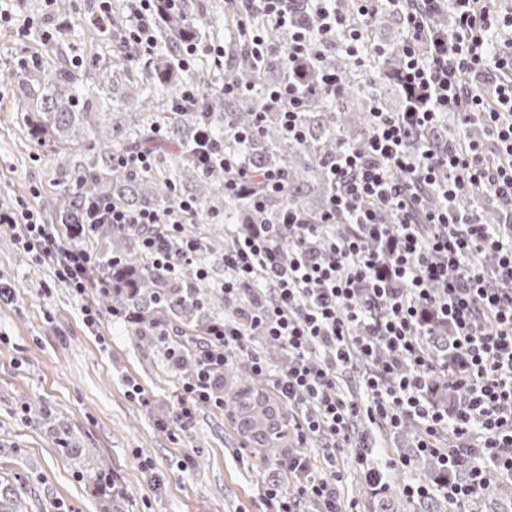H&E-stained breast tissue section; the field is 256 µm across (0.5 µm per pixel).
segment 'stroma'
<instances>
[{
    "mask_svg": "<svg viewBox=\"0 0 512 512\" xmlns=\"http://www.w3.org/2000/svg\"><path fill=\"white\" fill-rule=\"evenodd\" d=\"M68 26L55 67L118 50V39L90 23L95 0H69ZM42 0H23L14 24L0 30V210L24 204L41 223H53L64 192L55 182L59 147L32 138L19 107L16 61L43 51L35 35L16 28L40 19ZM0 226V280L16 287L0 304V479L15 482L25 512H266L264 486L281 474L282 451L262 456L239 435L230 408L196 405L180 429V377L156 347L140 342L128 324L113 320L99 289L76 298L51 265L37 262ZM100 311L96 334L82 322L83 305ZM142 399L127 391L128 381ZM48 409L42 419L39 409ZM66 430L79 457L59 450ZM371 465L411 456L409 432L369 425ZM107 467L116 491L99 495L84 471Z\"/></svg>",
    "mask_w": 512,
    "mask_h": 512,
    "instance_id": "35a3bbf8",
    "label": "stroma"
}]
</instances>
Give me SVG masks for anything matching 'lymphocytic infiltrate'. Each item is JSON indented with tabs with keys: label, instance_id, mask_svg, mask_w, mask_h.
<instances>
[{
	"label": "lymphocytic infiltrate",
	"instance_id": "lymphocytic-infiltrate-1",
	"mask_svg": "<svg viewBox=\"0 0 512 512\" xmlns=\"http://www.w3.org/2000/svg\"><path fill=\"white\" fill-rule=\"evenodd\" d=\"M123 42L137 45L130 64L156 52L162 10L180 11L183 0H125ZM240 18L260 19L250 30V54L258 64L278 59L286 76L256 90L224 78L223 45L187 43L177 59L189 70L197 57L211 62L210 79L185 81L170 101L181 112L197 108L210 94L249 101L262 96L276 109L289 139L305 138L302 110L309 92L335 98L343 77L324 73L316 89L305 74L333 48H340L368 85L380 73L363 52V33L380 8L397 11L404 33L400 83L409 106L403 112L373 109L371 135L364 147L340 145L331 168L335 193L319 220L302 223L290 208L279 223L252 224L224 252L221 289L231 303V318L209 324L205 336L187 343L166 325L154 334L171 364L193 354L192 371L181 379L180 427L192 423L193 410L205 403L224 406L219 379L237 357L257 377H272L281 402L291 407L288 433L296 446L286 463L289 488L270 482L264 491L270 512H343V473L336 454L349 450L375 488L381 479L367 465V419L389 429L414 420L416 454L437 458L445 470L464 464L467 480L448 479L445 498L476 504L484 485L512 480V52L498 44L512 14L497 12L488 0H357L355 19L340 13L335 0H306L318 27L309 30L296 16L294 0H239ZM447 13V25L434 18ZM453 118L459 144H422L407 152L411 129ZM432 188L438 205L426 206ZM475 197L473 205L464 200ZM495 203L510 226L485 224L479 206ZM194 200L166 209L127 211L99 201L96 223L141 230L142 247L156 268L169 276L197 265L201 245L181 234ZM350 216L337 224L338 216ZM0 224L21 228L19 241L37 260L53 265L58 280L75 296L92 285L97 256L71 231H52L28 207L0 211ZM178 238L177 249L168 241ZM448 328V358H432L423 345L439 326ZM261 336L279 346L284 362L270 371L250 352ZM364 362L363 399L344 395L338 373ZM444 373L460 396L449 407L434 398L429 378ZM320 442L322 469L304 454Z\"/></svg>",
	"mask_w": 512,
	"mask_h": 512
}]
</instances>
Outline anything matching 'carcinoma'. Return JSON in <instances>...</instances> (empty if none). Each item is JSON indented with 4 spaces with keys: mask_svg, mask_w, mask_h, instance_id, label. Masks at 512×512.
I'll list each match as a JSON object with an SVG mask.
<instances>
[{
    "mask_svg": "<svg viewBox=\"0 0 512 512\" xmlns=\"http://www.w3.org/2000/svg\"><path fill=\"white\" fill-rule=\"evenodd\" d=\"M158 27L159 50L152 59L136 68L120 54L115 62L98 68V83L90 86L84 73L53 68L37 57L23 69L17 80V97L22 101L28 125L36 137L52 135L61 142L62 161L58 183L65 187L64 201L56 219L61 224H83L87 206L99 199L128 210L158 209L176 205L182 196L192 198L199 214L193 224L208 217H223L228 228L224 237L233 242L240 224H275L280 212L291 206L313 224L324 209L325 200L336 191L329 168L336 150L344 141L362 145L370 135L369 112L387 109L390 96L400 98L401 111L408 101L397 79L401 66L400 26H395L391 51L370 59L385 72V79L373 89L362 83V75L348 58L326 54L308 76L316 82L320 70L340 73L346 82L343 95L335 100L311 94L305 102L303 121L307 139L298 144L288 139L274 112L266 113L262 128L246 141L234 138L236 130L251 131L255 112L264 101L245 103L214 95L200 109L169 111L171 97L187 73L178 71L175 59L184 41H198L202 29L187 17V11L163 14ZM283 72L274 63L258 66L249 54L235 55L230 77L245 85L264 87L281 80ZM224 138L228 166L203 165L194 152L203 128ZM425 141L448 143V126L415 128L406 138L413 151ZM149 152L154 164L148 170L112 165L119 152ZM243 163L254 172L250 188L261 191L260 171L276 170L284 177V190L264 194L262 205L253 206L247 196L224 197V181L232 175L229 166ZM92 239L98 248V270L108 283L105 295L113 307L136 317L133 334L142 342L157 345L153 324L165 322L184 337L205 334L207 326L220 319L214 306L224 301L218 281L201 280L196 269L185 267L172 278L153 268L144 256L140 232L110 224H96ZM117 257L120 263L112 264ZM440 404H449L457 392L448 388L443 375L432 379ZM233 414L239 434L255 448L281 447L288 437V417L283 404L263 387L248 386L234 393ZM421 479L432 484L441 479L434 460L421 458L417 466ZM88 481L106 495H112V477L104 471L87 474ZM377 493V512H447L448 499L441 495L408 498L400 493L403 480L386 473ZM21 501L15 490H0V512H18ZM474 512H512V484L494 482L484 489Z\"/></svg>",
    "mask_w": 512,
    "mask_h": 512,
    "instance_id": "carcinoma-1",
    "label": "carcinoma"
}]
</instances>
